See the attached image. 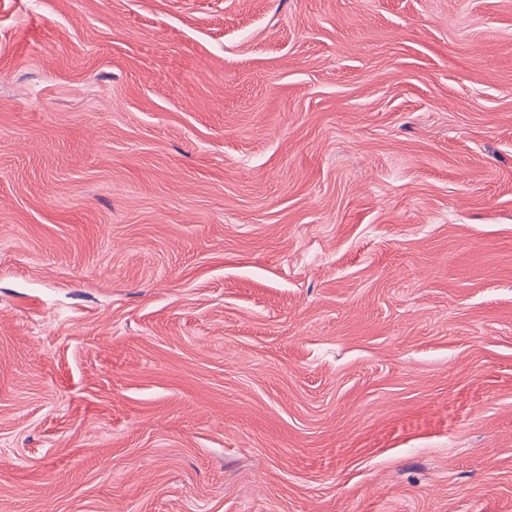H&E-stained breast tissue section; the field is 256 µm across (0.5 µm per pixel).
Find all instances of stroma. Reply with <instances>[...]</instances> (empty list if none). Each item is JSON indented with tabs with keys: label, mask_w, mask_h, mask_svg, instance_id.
Returning a JSON list of instances; mask_svg holds the SVG:
<instances>
[{
	"label": "stroma",
	"mask_w": 512,
	"mask_h": 512,
	"mask_svg": "<svg viewBox=\"0 0 512 512\" xmlns=\"http://www.w3.org/2000/svg\"><path fill=\"white\" fill-rule=\"evenodd\" d=\"M0 512H512V0H0Z\"/></svg>",
	"instance_id": "stroma-1"
}]
</instances>
